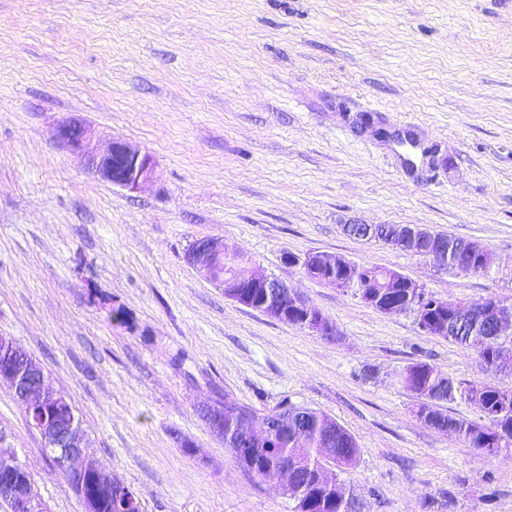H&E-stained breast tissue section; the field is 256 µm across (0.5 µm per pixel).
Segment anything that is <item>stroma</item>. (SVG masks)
Returning <instances> with one entry per match:
<instances>
[{
  "instance_id": "1",
  "label": "stroma",
  "mask_w": 512,
  "mask_h": 512,
  "mask_svg": "<svg viewBox=\"0 0 512 512\" xmlns=\"http://www.w3.org/2000/svg\"><path fill=\"white\" fill-rule=\"evenodd\" d=\"M71 117L152 155L157 182L91 175L55 139ZM353 222L476 241L490 265L444 270L347 235ZM202 238L303 295L336 336L225 299L184 261ZM314 251L442 300L512 299V0H0V336L67 392L144 512H295L201 418L226 399L347 429L359 457L339 479L360 512H512V451L426 425L402 380L438 367L456 388L444 412L480 420L477 353L307 278L296 260ZM0 447L47 512H83L3 385Z\"/></svg>"
}]
</instances>
